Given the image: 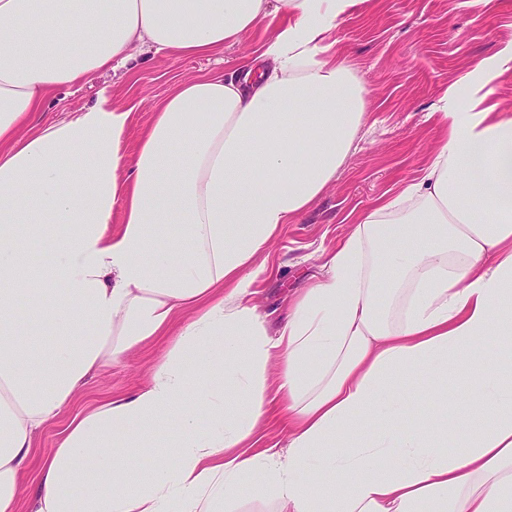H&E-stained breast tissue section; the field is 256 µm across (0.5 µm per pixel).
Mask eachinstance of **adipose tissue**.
<instances>
[{
    "instance_id": "ef3b65f1",
    "label": "adipose tissue",
    "mask_w": 512,
    "mask_h": 512,
    "mask_svg": "<svg viewBox=\"0 0 512 512\" xmlns=\"http://www.w3.org/2000/svg\"><path fill=\"white\" fill-rule=\"evenodd\" d=\"M357 2L0 0V512H17L36 431L169 333L145 385L70 421L31 512H223L257 474L276 512H512V114L483 92L512 45L448 89L422 177L358 215L276 333L246 302L256 258L325 192L364 123L366 90L330 42ZM276 12L287 24L235 73L182 81L155 107L134 165L122 105L30 128L58 90L148 53L239 45ZM491 334L494 357H475ZM431 363L481 378L470 403L491 422L467 424L465 451L427 421L369 430L409 412L380 382ZM273 395L284 453L253 448ZM162 419L176 432L160 437Z\"/></svg>"
}]
</instances>
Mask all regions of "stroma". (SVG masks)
I'll return each instance as SVG.
<instances>
[{
    "label": "stroma",
    "mask_w": 512,
    "mask_h": 512,
    "mask_svg": "<svg viewBox=\"0 0 512 512\" xmlns=\"http://www.w3.org/2000/svg\"><path fill=\"white\" fill-rule=\"evenodd\" d=\"M278 24L268 18L243 44L210 58L156 56L141 63L133 78L105 74L79 89L60 90L33 121L61 119L102 96L116 100L132 109L125 153L134 158L154 107L179 82L219 65L233 70L239 56L265 43ZM332 38L337 56L368 90L367 112L332 185L260 256L267 272L253 303L272 331L293 298L319 275L325 255L351 232L355 216L421 177L441 142L435 113L446 91L512 39V0H359ZM169 347V338L161 337L131 351L82 388L70 413L130 394ZM478 384V377L465 371L453 376L433 371L400 379L389 392L417 415L430 404L428 389L445 393L455 386L470 392Z\"/></svg>",
    "instance_id": "1"
}]
</instances>
